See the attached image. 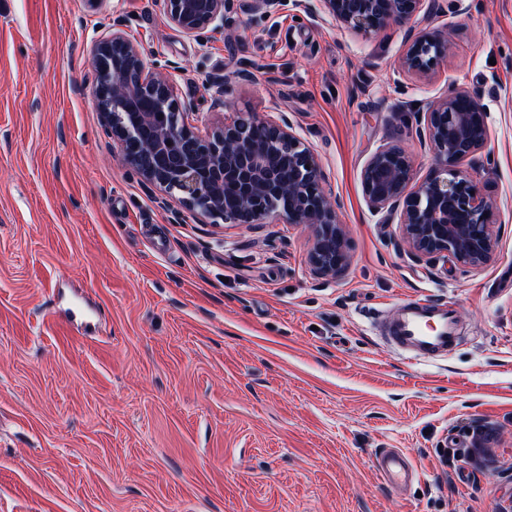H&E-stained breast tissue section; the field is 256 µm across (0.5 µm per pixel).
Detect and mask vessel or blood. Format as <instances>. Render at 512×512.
<instances>
[{"instance_id":"1","label":"vessel or blood","mask_w":512,"mask_h":512,"mask_svg":"<svg viewBox=\"0 0 512 512\" xmlns=\"http://www.w3.org/2000/svg\"><path fill=\"white\" fill-rule=\"evenodd\" d=\"M383 340L417 359L447 356L459 336L455 311L448 303L407 299L379 324ZM380 476L405 489L418 477L410 458L398 448L381 449L374 458Z\"/></svg>"}]
</instances>
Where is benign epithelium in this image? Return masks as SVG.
Instances as JSON below:
<instances>
[{
	"label": "benign epithelium",
	"instance_id": "1",
	"mask_svg": "<svg viewBox=\"0 0 512 512\" xmlns=\"http://www.w3.org/2000/svg\"><path fill=\"white\" fill-rule=\"evenodd\" d=\"M170 23L188 36L224 22L226 0H164ZM332 22L358 32H377L406 24L432 0H317ZM448 33L422 32L411 41L400 70L429 77L448 55ZM98 79L112 76V100L95 93L98 110L120 145L119 160L169 192L186 207L226 224L282 221L314 229L308 262L317 275H335L348 263L345 232L335 197L323 188L319 160L285 114L267 119L237 112L224 125L201 136L193 130L192 107H181L170 80L153 72L142 51L124 32L98 40L93 57ZM143 99L166 105V113L137 107ZM423 132L435 165L414 180L413 163L400 147L385 145L369 159L362 188L373 213L399 212L410 253L430 261L451 257L478 268L492 257L496 206L483 197L460 164L487 142V114L475 95L454 89L422 113ZM137 134L142 147L128 149ZM238 192L237 207L224 208V186ZM288 197V209L277 201Z\"/></svg>",
	"mask_w": 512,
	"mask_h": 512
}]
</instances>
